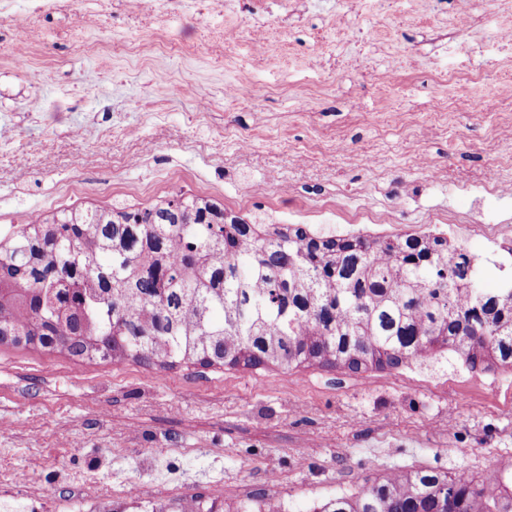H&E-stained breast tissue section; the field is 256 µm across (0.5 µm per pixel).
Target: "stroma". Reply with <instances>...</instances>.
Returning <instances> with one entry per match:
<instances>
[{"mask_svg":"<svg viewBox=\"0 0 512 512\" xmlns=\"http://www.w3.org/2000/svg\"><path fill=\"white\" fill-rule=\"evenodd\" d=\"M31 2L0 19L1 238L36 215L180 191L288 224L251 195L281 181L297 202L339 195L424 224L470 201L428 190L414 140L454 181L494 180L512 158L483 110L491 97L512 111V47L491 38L512 23L506 0H79L39 15ZM462 9L475 23L456 46ZM438 100L455 122L432 120ZM380 111L413 113L417 138L355 120ZM338 128L349 150L384 158L390 195L356 194L375 177L328 154ZM459 466L512 471V368L164 370L0 348V504L13 512H110L133 485L138 512L158 497L169 512L260 497L313 512L394 471Z\"/></svg>","mask_w":512,"mask_h":512,"instance_id":"stroma-1","label":"stroma"}]
</instances>
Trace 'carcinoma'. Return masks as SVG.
<instances>
[{
	"label": "carcinoma",
	"mask_w": 512,
	"mask_h": 512,
	"mask_svg": "<svg viewBox=\"0 0 512 512\" xmlns=\"http://www.w3.org/2000/svg\"><path fill=\"white\" fill-rule=\"evenodd\" d=\"M195 194L63 209L0 242V345L76 360L352 372L512 365V280L438 235L315 236ZM512 474L393 472L319 512H512Z\"/></svg>",
	"instance_id": "1"
}]
</instances>
